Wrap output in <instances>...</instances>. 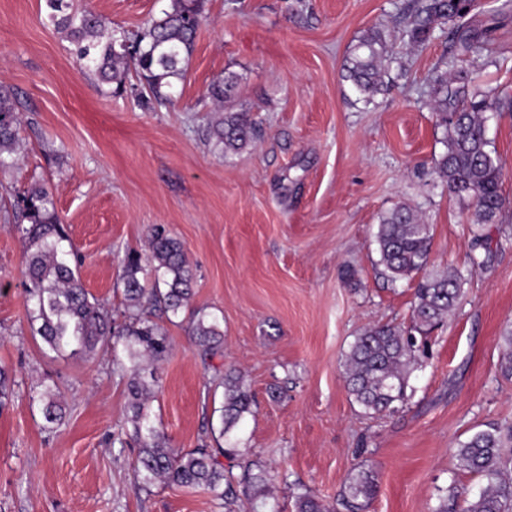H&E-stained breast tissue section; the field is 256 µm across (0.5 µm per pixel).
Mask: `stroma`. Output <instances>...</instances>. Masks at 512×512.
I'll return each mask as SVG.
<instances>
[{
    "instance_id": "35a3bbf8",
    "label": "stroma",
    "mask_w": 512,
    "mask_h": 512,
    "mask_svg": "<svg viewBox=\"0 0 512 512\" xmlns=\"http://www.w3.org/2000/svg\"><path fill=\"white\" fill-rule=\"evenodd\" d=\"M410 0H205L204 20L174 106L149 110L127 93L101 95L46 19L44 0H0V84L22 120V157L0 173V366L15 380L0 407V512H225L206 492L134 487L127 376L110 352L49 351L23 303L24 243L15 191L44 182L82 256L84 287L112 311L127 251H146L162 224L194 273L190 311L224 318V354L204 369L188 313L164 322L171 348L157 368L152 418L167 447L189 450L220 423L222 374L234 371L256 406L231 435L225 468L267 471L237 503L296 512L313 489L334 506L348 473L370 470L368 512H437L451 490L476 498L484 477L454 451L480 430H512V377L501 370L512 329V114L488 113L506 200L482 228L491 256L468 260L469 201L448 192L436 161L442 129L430 80L448 37L406 36ZM482 0L477 20L497 50L483 78L512 94V11ZM133 32L169 0H75ZM380 31L394 61L365 102L346 78L352 46ZM239 75L236 103L259 133L220 155L200 101L213 79ZM406 203L433 228L428 267L463 275V295L428 336L398 411L366 415L350 397L343 355L365 328L411 322L415 283L390 282L375 234ZM56 384L64 424L47 431L34 397Z\"/></svg>"
}]
</instances>
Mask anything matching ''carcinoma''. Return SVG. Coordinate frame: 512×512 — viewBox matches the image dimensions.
Wrapping results in <instances>:
<instances>
[{
	"mask_svg": "<svg viewBox=\"0 0 512 512\" xmlns=\"http://www.w3.org/2000/svg\"><path fill=\"white\" fill-rule=\"evenodd\" d=\"M47 21L63 34L70 53L87 69L107 93L130 90L142 106L170 107L174 87L183 80L201 21L203 0H170L168 8L146 19L139 30L129 33L112 27L91 9H78L73 0H45ZM477 0H415L407 19L409 41H428L436 28L451 25L446 70L432 77L430 102L443 128L445 150L436 171L448 191L474 207L472 223L495 224L505 198L501 191V163L486 137L484 114L512 112V96L497 88H480L478 60L494 54L490 38L475 22ZM392 63L386 41L378 32L362 36L348 61V79L365 102L373 101L382 87V76ZM141 86L125 87L129 72ZM239 77L229 72L214 79L206 97L225 104V113L210 126V139L222 154L237 153L254 140L255 122L250 112L233 106ZM20 117L13 94L0 88V172L19 166ZM15 213L25 244L23 281L26 316L33 334L57 353L91 358L98 351L113 353V363L129 373L127 382L131 437L138 447L135 483L138 488L163 482L184 487H202L213 499L234 512L236 486L253 488L262 477L251 465L237 477L224 472L221 457L228 449L202 445L187 451L164 446L163 436L151 419L150 394L154 367L170 349L168 336L156 314L172 320L188 307L192 275L183 244L161 225L151 228L149 253L125 255L118 286L123 295L122 320L112 316L100 300L84 288L78 274V254L61 224L53 194L41 182H33L16 194ZM433 239L432 226L404 202L381 217L375 240L379 264L396 282L419 276L414 289L412 326L370 327L355 337L344 354L346 383L354 401L369 415L397 410L406 401L408 377L416 363L415 334L427 335L444 322L463 293V277L455 269L443 273L427 270ZM482 249L485 255L477 254ZM490 257L487 238L475 233L471 241V265H483ZM198 356L204 367L223 355V319L196 311L190 318ZM38 401L48 428L62 424L66 409L60 392L42 384ZM252 398L239 377L224 374V415L220 435L237 428L251 412ZM505 441L496 429L482 430L460 443L455 451L460 470L487 479V488L468 500L452 492L450 503L438 512H512V481L502 478L501 448ZM372 476L360 471L348 478L339 499L345 512H365L376 494ZM296 512H329L311 492L299 494Z\"/></svg>",
	"mask_w": 512,
	"mask_h": 512,
	"instance_id": "obj_1",
	"label": "carcinoma"
}]
</instances>
